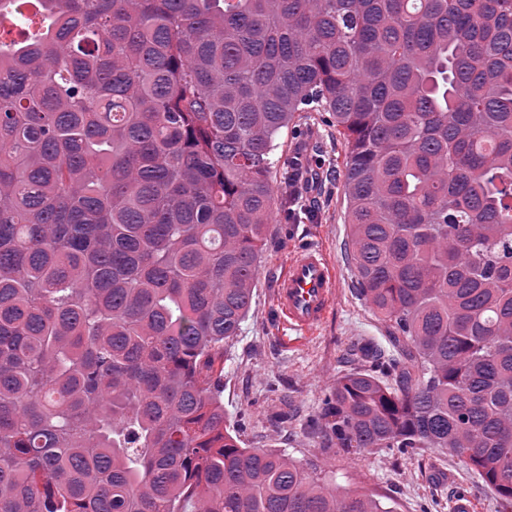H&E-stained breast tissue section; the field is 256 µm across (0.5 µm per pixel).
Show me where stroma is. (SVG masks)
I'll return each instance as SVG.
<instances>
[{
	"mask_svg": "<svg viewBox=\"0 0 512 512\" xmlns=\"http://www.w3.org/2000/svg\"><path fill=\"white\" fill-rule=\"evenodd\" d=\"M278 155L308 163L303 181L276 185L280 207L267 230L250 310L224 356L221 399L245 448H272L321 467L338 491L362 490L396 512H452L459 489L475 498L478 512H498L493 491L448 451L423 448L409 455L371 452L338 456L308 422L338 377L359 367L353 351L371 340L387 344L388 328L359 295L347 257L346 202L336 158L342 146L329 113L282 133ZM302 239L321 246L337 274L335 310L311 338L286 344L272 302L275 280Z\"/></svg>",
	"mask_w": 512,
	"mask_h": 512,
	"instance_id": "obj_1",
	"label": "stroma"
}]
</instances>
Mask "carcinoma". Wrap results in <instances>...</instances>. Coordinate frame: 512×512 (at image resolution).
Instances as JSON below:
<instances>
[{"label":"carcinoma","instance_id":"obj_1","mask_svg":"<svg viewBox=\"0 0 512 512\" xmlns=\"http://www.w3.org/2000/svg\"><path fill=\"white\" fill-rule=\"evenodd\" d=\"M305 112L392 328L319 430L512 503V0H0V512H395L221 400Z\"/></svg>","mask_w":512,"mask_h":512}]
</instances>
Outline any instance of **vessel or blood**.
Returning a JSON list of instances; mask_svg holds the SVG:
<instances>
[{
  "label": "vessel or blood",
  "mask_w": 512,
  "mask_h": 512,
  "mask_svg": "<svg viewBox=\"0 0 512 512\" xmlns=\"http://www.w3.org/2000/svg\"><path fill=\"white\" fill-rule=\"evenodd\" d=\"M337 277L325 251L313 244L291 255L273 291L281 324L310 337L328 319L336 304Z\"/></svg>",
  "instance_id": "obj_1"
}]
</instances>
